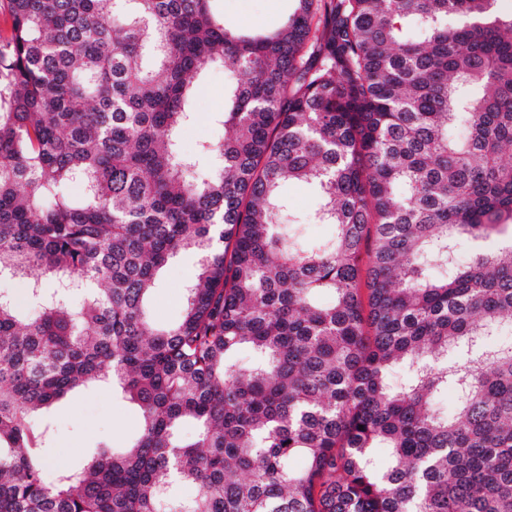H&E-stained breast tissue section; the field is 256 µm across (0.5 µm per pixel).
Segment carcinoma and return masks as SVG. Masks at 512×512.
Listing matches in <instances>:
<instances>
[{
  "mask_svg": "<svg viewBox=\"0 0 512 512\" xmlns=\"http://www.w3.org/2000/svg\"><path fill=\"white\" fill-rule=\"evenodd\" d=\"M213 2L7 0L0 279L36 314L0 292V512H512V14L293 0L252 32ZM217 64L224 140L185 154ZM99 382L136 438L48 473L34 413ZM197 271L196 259L181 254L164 268L150 302V314L157 325L173 324L180 318L185 303L184 286Z\"/></svg>",
  "mask_w": 512,
  "mask_h": 512,
  "instance_id": "cac0c4a2",
  "label": "carcinoma"
}]
</instances>
